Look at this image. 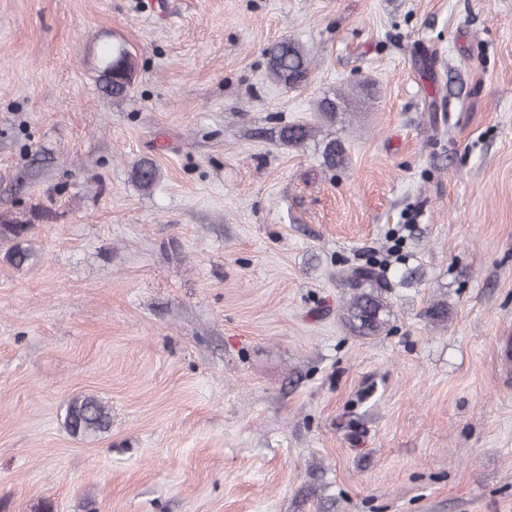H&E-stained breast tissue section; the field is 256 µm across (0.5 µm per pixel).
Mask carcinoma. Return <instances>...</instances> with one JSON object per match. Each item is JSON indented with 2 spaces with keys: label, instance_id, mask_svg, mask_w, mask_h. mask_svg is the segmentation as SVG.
Instances as JSON below:
<instances>
[{
  "label": "carcinoma",
  "instance_id": "obj_1",
  "mask_svg": "<svg viewBox=\"0 0 512 512\" xmlns=\"http://www.w3.org/2000/svg\"><path fill=\"white\" fill-rule=\"evenodd\" d=\"M106 64L104 80L106 89L113 94L123 93L131 83L134 62L130 52L118 45L105 50ZM309 68L307 54L294 40H284L269 49V70L274 79L287 88H294L306 79ZM345 98L342 95L324 97L318 108L327 118L334 120L342 111ZM280 136L290 144L301 145L312 136V128L303 123H292L281 128ZM324 164L329 168L343 167L348 155L337 139L324 143L322 149ZM134 176L144 188L151 187L158 177L153 164L143 161L134 167ZM34 214L1 213L0 245L7 246L4 257L15 267L29 264L34 258L33 251L21 245L32 224ZM344 287L349 289V299L343 306V320L350 331L361 337L376 336L389 323L391 306L385 296L386 283L376 270V264L369 263L342 273ZM112 422L111 408L98 396L85 393L71 398L66 406L64 425L69 432L85 438L96 437L106 432Z\"/></svg>",
  "mask_w": 512,
  "mask_h": 512
}]
</instances>
